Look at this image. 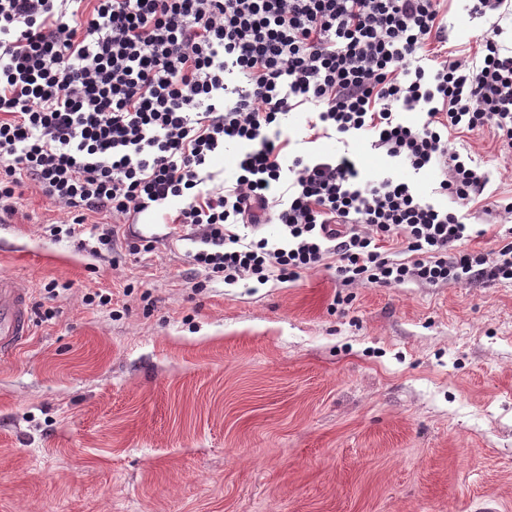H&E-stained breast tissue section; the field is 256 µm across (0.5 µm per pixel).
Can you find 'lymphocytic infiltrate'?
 <instances>
[{
	"label": "lymphocytic infiltrate",
	"mask_w": 512,
	"mask_h": 512,
	"mask_svg": "<svg viewBox=\"0 0 512 512\" xmlns=\"http://www.w3.org/2000/svg\"><path fill=\"white\" fill-rule=\"evenodd\" d=\"M440 2L0 0V223L33 185L71 223L96 219L108 251L119 225L182 197L175 222L200 244L193 262L228 285L329 266L346 287L512 279V235L466 248L460 212L477 200L505 222L512 201L486 194L487 175L449 137L488 130L512 155V53L496 22L512 0H471L495 19L476 57L448 50ZM307 103L309 129L439 169L455 209L374 178L349 152L287 158L283 121ZM397 104L423 121L401 120ZM228 143L238 175L207 188L202 171ZM263 224L281 225V244L258 235Z\"/></svg>",
	"instance_id": "obj_1"
}]
</instances>
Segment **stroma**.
Here are the masks:
<instances>
[{
	"instance_id": "obj_1",
	"label": "stroma",
	"mask_w": 512,
	"mask_h": 512,
	"mask_svg": "<svg viewBox=\"0 0 512 512\" xmlns=\"http://www.w3.org/2000/svg\"><path fill=\"white\" fill-rule=\"evenodd\" d=\"M448 46L490 18L443 0ZM290 112V155L359 154L441 206L414 172ZM512 197L491 134L454 136ZM174 198L111 252L45 233L36 187L0 223V277L32 332L0 355V512H512V280L346 288L322 268L235 285L193 264ZM156 238L129 254L130 232ZM53 292H46V285ZM108 304L88 303L89 294Z\"/></svg>"
}]
</instances>
